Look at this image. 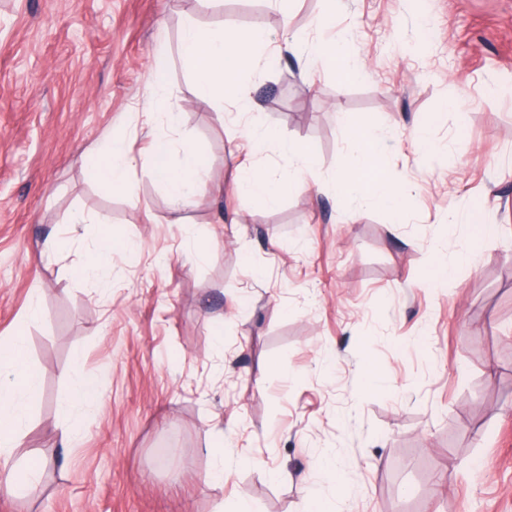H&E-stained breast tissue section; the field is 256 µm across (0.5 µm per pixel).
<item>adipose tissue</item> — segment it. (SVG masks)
Returning <instances> with one entry per match:
<instances>
[{
    "label": "adipose tissue",
    "instance_id": "ef3b65f1",
    "mask_svg": "<svg viewBox=\"0 0 512 512\" xmlns=\"http://www.w3.org/2000/svg\"><path fill=\"white\" fill-rule=\"evenodd\" d=\"M330 23V14L318 16L312 24L317 35L310 39L299 32L285 31V48L306 43V67L325 72L337 70L347 76L357 74L358 66L347 51L346 37L333 40L319 37V30L328 28ZM270 43L269 34L261 28L241 33L224 26L204 29L190 22L183 30L178 53L191 69L197 96L214 102L217 108L253 118L261 105L251 97L245 76ZM246 135L259 143L277 140L285 165L277 171L255 165L240 170L237 188L242 194L263 198L274 205L283 195L309 189L317 158L302 141L277 139L273 130L253 121L247 124ZM347 140L353 162L335 175L337 212L351 213L356 202L366 200L393 214H403L405 191L383 173L376 139L358 126L349 132ZM138 166L164 185L176 210L193 205L206 185L204 156L188 144L175 148L168 138L155 139L150 154L142 159L129 156L121 144L115 143L107 149L105 161L92 163L96 179L117 187L126 185L131 170ZM72 221L82 225L92 240L82 276L96 285H106L108 260L112 255L111 232L101 223L81 215L73 216ZM0 368L8 373L7 379L0 381V462L5 464L10 461L22 433L25 409L36 393L38 373L20 341L0 348Z\"/></svg>",
    "mask_w": 512,
    "mask_h": 512
}]
</instances>
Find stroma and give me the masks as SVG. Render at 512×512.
<instances>
[{"mask_svg":"<svg viewBox=\"0 0 512 512\" xmlns=\"http://www.w3.org/2000/svg\"><path fill=\"white\" fill-rule=\"evenodd\" d=\"M327 9L0 0V344L22 337L39 372L10 465L44 464L38 491L0 494V512H296L302 481L336 493L312 467L323 453L350 512H512V0H347L330 32L348 31L359 77H303L298 48L257 66L264 123L319 160L315 186L274 206L238 194L234 174L282 167L275 146L216 117L180 60L153 79L159 39L177 47L187 22L277 43ZM158 87L178 132L142 126ZM359 122L410 190L403 222L336 211L327 185ZM420 127L431 149L413 145ZM155 135L208 161L178 224L144 170L112 188L87 168L112 141L140 156ZM76 213L112 231L110 288L75 273L92 246L68 232ZM51 233L66 247L34 262ZM78 365L99 394L69 409Z\"/></svg>","mask_w":512,"mask_h":512,"instance_id":"obj_1","label":"stroma"}]
</instances>
